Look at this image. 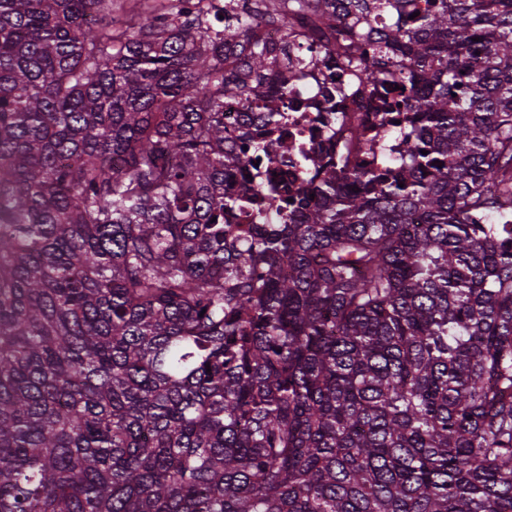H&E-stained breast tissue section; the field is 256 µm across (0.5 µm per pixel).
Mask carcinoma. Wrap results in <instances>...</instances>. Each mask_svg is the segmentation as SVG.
<instances>
[{"label": "carcinoma", "mask_w": 512, "mask_h": 512, "mask_svg": "<svg viewBox=\"0 0 512 512\" xmlns=\"http://www.w3.org/2000/svg\"><path fill=\"white\" fill-rule=\"evenodd\" d=\"M122 4L0 0V512H512V0ZM323 66L302 77L296 86V92L301 101L305 103L299 112H288V138L278 142L277 150L284 164H288V171L295 172L297 180L295 186H299L302 177L299 171L289 166L303 151L310 152L318 144L332 140L336 143V127L315 126L312 118L315 112H319V106L323 101Z\"/></svg>", "instance_id": "carcinoma-1"}]
</instances>
